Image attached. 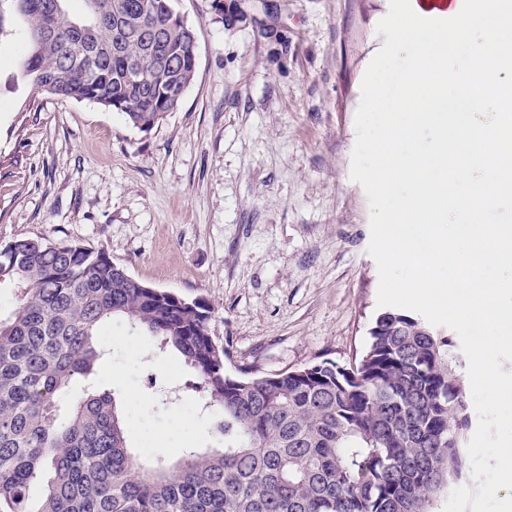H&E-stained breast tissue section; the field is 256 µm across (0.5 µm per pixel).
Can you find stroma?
Returning a JSON list of instances; mask_svg holds the SVG:
<instances>
[{
	"label": "stroma",
	"instance_id": "35a3bbf8",
	"mask_svg": "<svg viewBox=\"0 0 512 512\" xmlns=\"http://www.w3.org/2000/svg\"><path fill=\"white\" fill-rule=\"evenodd\" d=\"M385 0H173L197 40L194 80L151 131L14 81L21 22L0 32V246L105 251L135 280L211 310L228 372L360 358L380 314L370 205L350 177L363 59ZM129 444L218 448L176 353L122 319L99 338ZM179 390L162 403L152 381Z\"/></svg>",
	"mask_w": 512,
	"mask_h": 512
}]
</instances>
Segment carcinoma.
<instances>
[{"label": "carcinoma", "mask_w": 512, "mask_h": 512, "mask_svg": "<svg viewBox=\"0 0 512 512\" xmlns=\"http://www.w3.org/2000/svg\"><path fill=\"white\" fill-rule=\"evenodd\" d=\"M10 2L24 23L16 79L56 96L150 131L194 78L195 32L171 0H83L80 17L68 0L50 13L44 0ZM2 286L18 299L0 315V512H431L463 476L460 361L411 314L378 315L349 367L256 376L226 372L202 301L143 287L102 250L17 239L0 257ZM114 316L181 354L221 414L224 447L141 462L112 390L91 383Z\"/></svg>", "instance_id": "cac0c4a2"}]
</instances>
